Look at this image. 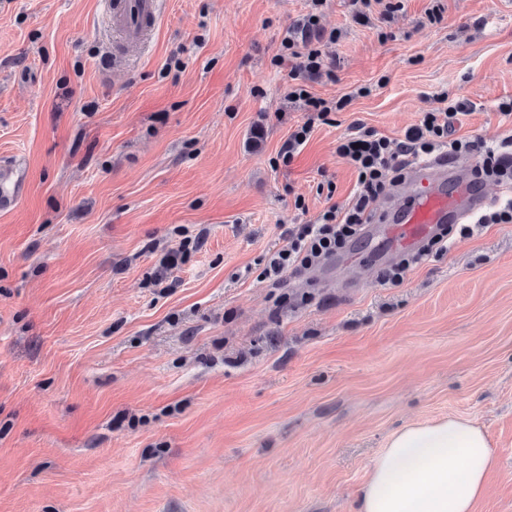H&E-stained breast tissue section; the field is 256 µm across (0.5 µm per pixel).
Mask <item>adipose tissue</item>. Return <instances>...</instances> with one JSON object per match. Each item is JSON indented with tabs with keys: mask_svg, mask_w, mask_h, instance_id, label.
<instances>
[{
	"mask_svg": "<svg viewBox=\"0 0 512 512\" xmlns=\"http://www.w3.org/2000/svg\"><path fill=\"white\" fill-rule=\"evenodd\" d=\"M494 466L487 433L470 420L409 425L371 460L358 512H475Z\"/></svg>",
	"mask_w": 512,
	"mask_h": 512,
	"instance_id": "ef3b65f1",
	"label": "adipose tissue"
}]
</instances>
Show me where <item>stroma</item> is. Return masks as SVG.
<instances>
[{"instance_id":"1","label":"stroma","mask_w":512,"mask_h":512,"mask_svg":"<svg viewBox=\"0 0 512 512\" xmlns=\"http://www.w3.org/2000/svg\"><path fill=\"white\" fill-rule=\"evenodd\" d=\"M359 7L164 0L129 46L102 0H0V161L28 180L0 213V512H354L389 438L448 416L496 455L476 512H512V224L395 287L369 236L366 280L259 277L352 196V123L395 147L445 92L474 106L455 137L512 136V0ZM312 9L300 50L336 77L307 89L352 100L286 164L307 113L281 41Z\"/></svg>"}]
</instances>
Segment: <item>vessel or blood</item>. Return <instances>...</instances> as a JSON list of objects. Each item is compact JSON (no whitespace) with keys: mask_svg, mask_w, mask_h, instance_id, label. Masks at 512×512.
Instances as JSON below:
<instances>
[{"mask_svg":"<svg viewBox=\"0 0 512 512\" xmlns=\"http://www.w3.org/2000/svg\"><path fill=\"white\" fill-rule=\"evenodd\" d=\"M109 22L124 41L137 45L160 20L162 0H104ZM468 158L432 161L413 167L390 193L376 221L394 254L417 249L442 224H463L484 209L486 185L474 176ZM26 186V169L17 161L0 162V211L9 210Z\"/></svg>","mask_w":512,"mask_h":512,"instance_id":"obj_1","label":"vessel or blood"}]
</instances>
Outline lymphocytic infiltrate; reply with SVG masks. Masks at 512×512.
I'll return each instance as SVG.
<instances>
[{"label":"lymphocytic infiltrate","mask_w":512,"mask_h":512,"mask_svg":"<svg viewBox=\"0 0 512 512\" xmlns=\"http://www.w3.org/2000/svg\"><path fill=\"white\" fill-rule=\"evenodd\" d=\"M316 23L312 15L290 28L283 43L289 48L288 57L293 69L306 76L320 74L325 67L322 51L299 52L300 43L308 41ZM289 99H305L309 114L297 125L284 142V157H294L310 137L316 122L327 121L329 115L341 111L344 101H328L307 95L303 86L292 87ZM472 103L464 98L449 100L447 106L424 114L420 124L406 133L398 149H391L386 138L362 123H354L339 139L336 153L357 175L356 190L344 206L332 205L312 224H298L288 229V243L284 248L268 254L264 259L262 277L271 286H280L285 273L294 274L311 269L337 252L344 250L366 224L371 223L377 198L402 179L410 161L436 152L451 157L470 156L476 159V177L491 178L499 183L512 184V138L503 139L492 147L479 138H456L452 135L455 123L472 111ZM469 234V226L460 228L442 226L427 245L417 253L383 270L381 284L398 283L411 264L422 261L431 252H445L453 233Z\"/></svg>","instance_id":"lymphocytic-infiltrate-1"}]
</instances>
